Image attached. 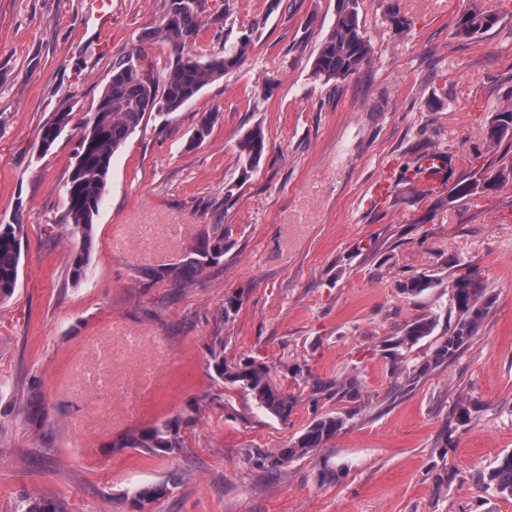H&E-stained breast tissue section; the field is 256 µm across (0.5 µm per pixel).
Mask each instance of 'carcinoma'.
Segmentation results:
<instances>
[{
    "instance_id": "obj_1",
    "label": "carcinoma",
    "mask_w": 512,
    "mask_h": 512,
    "mask_svg": "<svg viewBox=\"0 0 512 512\" xmlns=\"http://www.w3.org/2000/svg\"><path fill=\"white\" fill-rule=\"evenodd\" d=\"M236 20V0H224V10L210 14L208 0H164L158 25L148 28L144 38L117 56L112 63L109 84L94 112L75 119L72 112L55 113L44 124L40 139L55 143L60 136L58 129L73 126L80 131L79 150L71 164L65 185V208L59 220L48 225V238L67 240L73 244L69 259L68 278L74 285L83 283L89 273L90 253L94 240V221L102 204L108 184L114 153L126 143L152 114H173L194 100L207 85L236 71L247 59L255 44L258 26L241 32L234 40L224 41V50L216 54L188 52V58L171 57L165 64L160 78L145 71H136L143 61L144 46L160 40L167 45H177L186 35L199 36L203 27L215 23L224 31L233 28ZM498 23L496 14L474 8L462 14L455 24V34L471 37L482 34ZM374 54V47L365 34L360 20L358 0H337L336 20L322 37L311 64V77L320 83H342L366 66ZM219 112H203L197 119L192 135L184 147L192 149L203 143L211 134ZM512 141V104L493 113L487 128L486 142L498 145ZM268 142L260 126L251 128L237 145V158L242 174L256 170L266 155ZM428 148L415 149V156L404 164L402 179L415 182L416 176L425 172L422 166ZM512 181V162H505L498 171L483 181H460L450 190L453 198L467 197L477 192L480 185L491 186ZM228 229L222 224H208L197 241L182 258L161 271L172 288H188L209 267L224 259V238ZM24 225L21 221L0 224V302L13 296L18 286L21 258V239ZM433 287L426 274L410 277L403 284V292L418 296ZM450 304L457 311V321L448 335L441 338L433 350L432 362L439 366L456 358L477 335L489 309L484 299L485 288L482 272L471 268L448 281ZM435 318L424 317L409 324L398 344H412L432 334ZM209 365L219 378H228L252 395L262 408L277 418H288L291 404L288 396L278 388L270 369L255 362L233 366L224 360V337H213ZM194 418L176 415L151 425L130 431L116 442L117 448H132L158 456H170L184 448V427ZM340 416H323L311 422L295 441L275 452L250 454L253 464L265 469H279L294 459L323 448L344 427ZM475 481L500 493L512 494V454L486 473L475 476ZM171 493L167 482L135 485L124 497L139 512ZM18 512H65L61 500L43 495L23 501Z\"/></svg>"
}]
</instances>
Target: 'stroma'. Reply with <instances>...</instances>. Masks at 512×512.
<instances>
[{
  "instance_id": "obj_1",
  "label": "stroma",
  "mask_w": 512,
  "mask_h": 512,
  "mask_svg": "<svg viewBox=\"0 0 512 512\" xmlns=\"http://www.w3.org/2000/svg\"><path fill=\"white\" fill-rule=\"evenodd\" d=\"M163 3L112 0L100 19L87 0H0V223L25 229L18 287L0 302V512L46 494L66 512H131L128 488L171 479L152 512H512V495L474 481L512 453V181L447 198L452 180L512 158V145L484 138L512 99V0H398L402 35L386 0H358L375 55L339 85L310 77L336 0L274 10L238 0L237 27L259 26L247 60L115 153L89 276L75 285L71 244L43 227L64 210L80 133L65 130L45 155L39 133L53 113L94 112L113 58ZM477 6L498 24L456 36ZM212 109L210 137L184 149ZM257 125L268 149L245 175L236 146ZM423 141L450 153L453 177L413 195L400 173ZM384 177L389 197L371 202ZM209 224L230 234L223 261L196 284L177 292L143 276L178 262ZM464 263L480 267L490 301L480 331L456 359L409 380L457 320L446 283ZM420 273L439 286L403 294ZM431 316V336L400 344L407 324ZM218 332L228 362L270 369L292 403L287 420L216 377ZM346 377L360 398L316 394ZM190 413L179 454L116 445ZM325 415L345 421L327 447L280 470L253 467L251 451L286 447ZM338 463L344 471L324 479Z\"/></svg>"
}]
</instances>
